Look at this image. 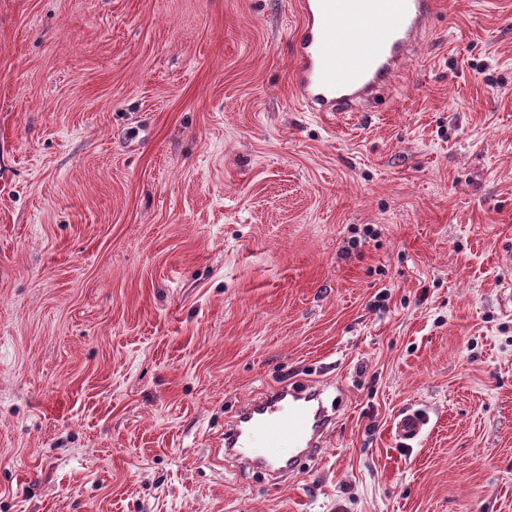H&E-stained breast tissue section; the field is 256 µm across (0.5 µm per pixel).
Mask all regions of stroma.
Returning a JSON list of instances; mask_svg holds the SVG:
<instances>
[{
	"label": "stroma",
	"instance_id": "35a3bbf8",
	"mask_svg": "<svg viewBox=\"0 0 512 512\" xmlns=\"http://www.w3.org/2000/svg\"><path fill=\"white\" fill-rule=\"evenodd\" d=\"M296 2L0 0V512H512V0L335 115ZM311 382L270 488L224 422ZM426 425L425 416L417 411L401 414L396 418L395 430L398 439L405 446H411L422 434Z\"/></svg>",
	"mask_w": 512,
	"mask_h": 512
}]
</instances>
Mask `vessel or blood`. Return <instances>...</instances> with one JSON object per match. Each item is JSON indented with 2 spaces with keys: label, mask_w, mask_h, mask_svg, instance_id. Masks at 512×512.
<instances>
[{
  "label": "vessel or blood",
  "mask_w": 512,
  "mask_h": 512,
  "mask_svg": "<svg viewBox=\"0 0 512 512\" xmlns=\"http://www.w3.org/2000/svg\"><path fill=\"white\" fill-rule=\"evenodd\" d=\"M301 22L292 35L297 101L313 112H354L385 89L410 64L427 35L438 0H298ZM320 389H273L240 410L224 428V444L240 464L287 480L296 461L315 452L334 428L335 416L310 409ZM425 416L399 415L398 439L411 445Z\"/></svg>",
  "instance_id": "1"
}]
</instances>
